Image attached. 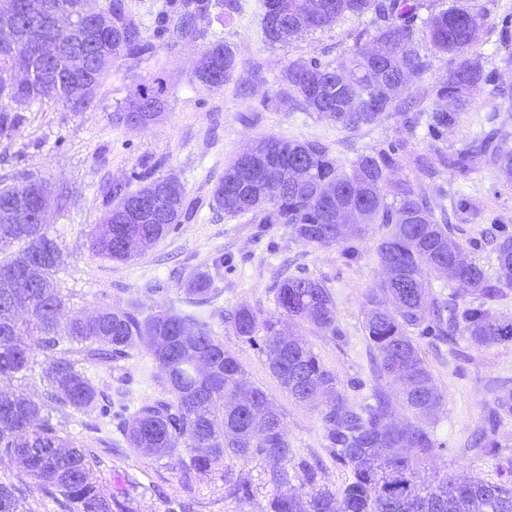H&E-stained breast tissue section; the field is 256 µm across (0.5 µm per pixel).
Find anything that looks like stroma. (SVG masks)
I'll use <instances>...</instances> for the list:
<instances>
[{"label": "stroma", "mask_w": 512, "mask_h": 512, "mask_svg": "<svg viewBox=\"0 0 512 512\" xmlns=\"http://www.w3.org/2000/svg\"><path fill=\"white\" fill-rule=\"evenodd\" d=\"M476 3L487 15L472 52L480 56L491 83L485 95L472 100L455 124L437 136L427 126V114L437 105L427 90L447 78L450 66L437 57L401 92L402 98L415 99V107L385 113L370 126L345 129L303 106L275 100L289 62L339 58L353 46L366 21L348 17L332 28L273 46L261 31L264 0H238L239 9L232 16L220 19L212 13L198 22L206 39L222 40L235 56L233 77L222 88L210 90L195 80L193 71L205 39L189 37L176 48L161 47L138 64L116 62L96 91L95 108L71 112L49 103L33 105L22 132L0 139V183H14L26 172L65 195L48 217L61 246L53 280L63 300L62 317L102 306H133L145 316L174 309L208 317L225 351L237 359L251 384L265 390L280 413L294 450L286 464L291 478L311 467L319 483L341 489L349 471L331 453L324 405L296 402L272 375L265 354L236 336L224 318L244 305L259 320H276V289L284 278L322 282L335 301L336 331L304 324L298 334L336 375L349 405L360 407L380 391L392 396L395 420L407 421L411 414L397 401L395 384L374 370L373 349L364 329L366 294L384 277L375 248L386 227L370 224L360 237L330 248L316 247L297 239L286 225L259 223L254 214L216 213L211 192L225 166L266 136L322 142L346 170L360 154L384 149L401 161L393 180L420 188L435 220L448 225L468 259L490 280H497L495 243L512 236V176L480 162L463 175L445 163L447 156L501 125L509 137L500 147L512 152V0ZM159 73L167 81L168 102L158 119L138 129L117 122L115 110L136 83ZM417 155L427 158L428 171L415 167ZM145 156L159 162V174L180 178L194 217L145 254L115 262L90 251L89 236L111 206L109 185L132 180ZM199 272L210 277V299L203 304L185 292L187 280ZM425 280L431 298L455 313L480 306L494 318L512 320V286H501L498 296L488 300L465 294L433 272ZM410 334L443 395L441 406L425 421L435 441L436 465L485 482L512 479V418L496 415L497 395L512 389V341L478 346L461 335L448 342L415 328ZM46 365L45 355L38 353L30 371L0 376V395L23 391L49 412L62 438L93 451L96 478L104 494L121 503L122 512H264L274 486L258 465L217 458L207 470L187 474L178 458L158 459L128 448L122 422L142 404L165 396L163 374L145 348L130 351L112 367L88 368L89 378L111 404L105 418L96 408L83 413L51 401ZM479 433L485 443L476 448L472 439ZM228 469L249 473L258 488L253 499L225 497Z\"/></svg>", "instance_id": "1"}]
</instances>
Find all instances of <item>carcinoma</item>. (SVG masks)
I'll return each mask as SVG.
<instances>
[{"label":"carcinoma","instance_id":"carcinoma-1","mask_svg":"<svg viewBox=\"0 0 512 512\" xmlns=\"http://www.w3.org/2000/svg\"><path fill=\"white\" fill-rule=\"evenodd\" d=\"M112 25L99 38L101 51L88 70L72 71L59 58L54 62L55 80L33 91L32 103L66 105L68 94L85 90L84 109L97 106L95 91L118 60L138 63L162 46H174L198 33L197 20L218 7L229 13L236 0H166L153 34L143 30L125 0H108ZM311 11L308 0H265L264 16L279 17V25L261 20L265 41L286 43L302 32L330 28L347 15H371L355 44L336 61L315 58L289 63L282 81L288 101L299 102L319 118L343 128L357 129L376 123L386 112L410 107L389 96L385 88L403 69L420 74L428 68L427 57L417 49L424 33L435 53L450 56L448 78L431 89L436 100L451 98L454 111L435 109L428 128L439 133L453 125L457 112L483 93L489 84L481 60L471 52L477 30L484 20L482 7L456 0L448 8L420 19L424 0H317ZM73 21L56 28L53 35L64 52L81 49L87 36L86 15L102 8L100 0H69ZM235 57L222 42L209 44L194 70L201 85L218 88L229 82ZM167 87L162 78L141 83L118 109L123 121L137 110L159 113L166 104ZM27 115L0 102V139L19 134ZM506 136L493 129L476 141L469 152L449 159L464 169L476 158L512 174V154L500 151L497 139ZM255 149L276 164L254 166L237 157L226 168L212 192V209L235 217L260 214L262 224H284L303 242L317 247L339 246L362 233L357 226L343 232L342 212L350 207L362 213L363 224H385L375 255L382 266L393 264L395 277L386 279L367 296L365 329L375 351L374 365L381 377L399 372L400 400L413 419L393 421L392 401L378 392L374 404L357 411L338 388L336 375L320 363L313 351L295 336L294 328L308 323L320 330L336 331V306L328 289L304 277L283 280L276 292L280 319L259 322L257 314L240 307L226 317L233 332L247 339L264 332L263 352L280 386L293 398L323 391L326 396V438L336 460L351 477L333 493L307 473L298 493L286 491L285 462L292 454L279 413L267 393L250 386L238 361L214 336L210 323L195 313L161 311L141 317L138 310L102 307L91 317L82 312L60 319L62 300L53 275L60 259L57 237L41 229L9 224L0 212V291H10L18 307L28 313L24 321L16 310L0 305V375L26 372L35 352L50 354L44 377L50 398L77 411L93 408L98 390L86 370L73 359L82 356L87 365H110L138 347L152 329L170 349L164 387L169 399L146 403L124 430L128 447L154 456H173L180 449L207 448L206 456L180 460L185 471L205 470L210 458L258 459L271 481L281 488L268 501L267 512H512V484L470 482L456 473L432 467L435 441L422 424L431 407L441 404L442 394L419 354L408 329L428 322L442 337L460 332L477 345L512 341V321L494 319L482 307L464 309L461 318L443 317L428 297L423 272L446 275L448 281L486 299L498 289L490 285L483 269L463 259V245L438 224L422 194L409 181L392 182L398 162L379 150L361 154L350 171L341 169L330 148L318 141L297 142L264 137ZM136 178L139 189H111L112 208L95 225L90 249L118 262L134 258L118 248L125 235L155 244L183 219L191 208L183 183L174 175L155 176V165L144 163ZM170 202L165 224L132 223L121 210L126 197L154 191ZM393 195L391 203L387 195ZM494 251L499 280L512 286V237L496 242ZM30 268L23 281L14 280L19 268ZM186 291L207 301L210 283L199 273L187 282ZM190 327L194 343L181 341V330ZM206 358L214 371L206 380L195 378L189 360ZM244 390L245 400L235 406L224 395ZM18 392L0 396V453L16 459L21 482L53 498H62L69 512H112L120 503L105 495L93 481L96 457L86 449L65 443L50 415ZM226 495L250 494L251 485L224 473ZM0 512H23L20 488L0 482Z\"/></svg>","mask_w":512,"mask_h":512}]
</instances>
